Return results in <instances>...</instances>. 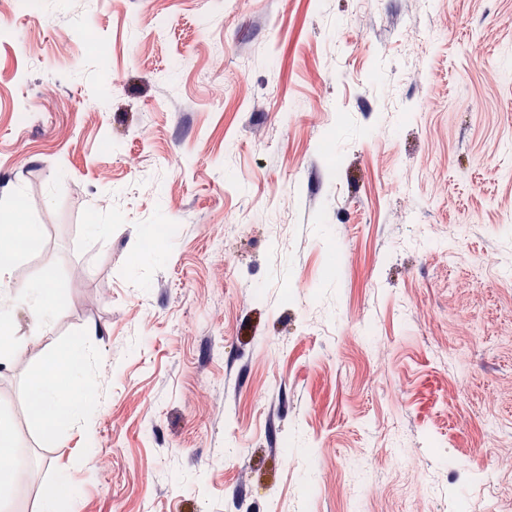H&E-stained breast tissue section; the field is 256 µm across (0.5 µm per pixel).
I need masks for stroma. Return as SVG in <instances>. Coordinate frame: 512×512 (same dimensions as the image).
<instances>
[{
    "instance_id": "1",
    "label": "stroma",
    "mask_w": 512,
    "mask_h": 512,
    "mask_svg": "<svg viewBox=\"0 0 512 512\" xmlns=\"http://www.w3.org/2000/svg\"><path fill=\"white\" fill-rule=\"evenodd\" d=\"M5 512H493L512 492V0H0ZM181 159L179 166L169 156ZM61 291L34 334L16 289ZM371 341L361 338L363 324ZM92 348L82 424L28 382ZM372 472L354 478L362 455ZM17 437L11 426L0 420V460H13L15 448H17ZM17 477V469L14 464L9 467H0V502L1 505L10 501L14 491Z\"/></svg>"
}]
</instances>
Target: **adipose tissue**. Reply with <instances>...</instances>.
Wrapping results in <instances>:
<instances>
[{
  "mask_svg": "<svg viewBox=\"0 0 512 512\" xmlns=\"http://www.w3.org/2000/svg\"><path fill=\"white\" fill-rule=\"evenodd\" d=\"M89 357L81 342L45 356L42 370L33 379V391L40 401L37 421L45 435L54 436L63 422L83 418L87 401L84 362Z\"/></svg>",
  "mask_w": 512,
  "mask_h": 512,
  "instance_id": "obj_1",
  "label": "adipose tissue"
}]
</instances>
